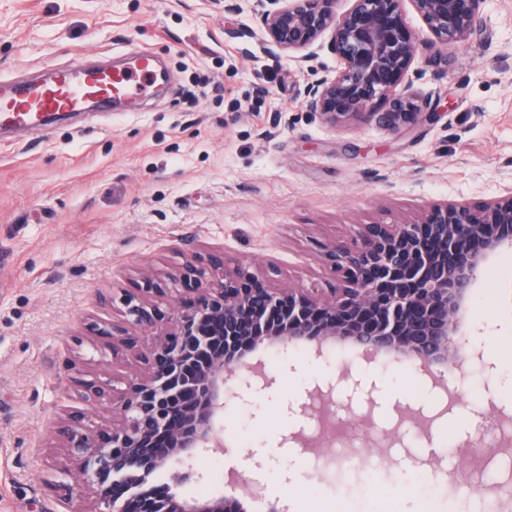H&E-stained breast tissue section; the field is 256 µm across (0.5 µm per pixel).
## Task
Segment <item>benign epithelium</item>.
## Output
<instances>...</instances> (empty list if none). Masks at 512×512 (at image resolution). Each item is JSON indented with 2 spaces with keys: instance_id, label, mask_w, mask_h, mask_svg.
Returning <instances> with one entry per match:
<instances>
[{
  "instance_id": "1",
  "label": "benign epithelium",
  "mask_w": 512,
  "mask_h": 512,
  "mask_svg": "<svg viewBox=\"0 0 512 512\" xmlns=\"http://www.w3.org/2000/svg\"><path fill=\"white\" fill-rule=\"evenodd\" d=\"M255 0L253 13L267 45L300 59L323 36L342 68L332 79L304 89L310 112L336 124L373 122L393 134L418 124L431 102L403 83L417 43L402 0ZM434 38L448 47L481 27L483 0H410ZM512 250V195L491 201L432 205L409 224H365L348 243L333 241L319 260L336 276L320 295L276 288L222 249L188 253L182 267L148 279L122 296V319L83 323L89 336L107 340L112 354L146 362L125 387L75 379L84 397L108 407L110 418L93 427L80 409H68L52 426L69 464L91 495L84 512H252L263 500L253 487L239 497H189L190 473L180 466L211 448L224 447V409L250 406L275 395V377L253 362L258 351L316 345V357L346 345L350 358L337 375L305 389L308 399L371 395L375 383L355 362L371 355L420 363L445 374L462 361L483 362L467 331L470 301L491 259ZM178 296L168 312L161 298ZM154 336L147 352L137 334ZM492 444L474 431L465 447L483 454Z\"/></svg>"
}]
</instances>
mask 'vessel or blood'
Instances as JSON below:
<instances>
[{
	"instance_id": "1",
	"label": "vessel or blood",
	"mask_w": 512,
	"mask_h": 512,
	"mask_svg": "<svg viewBox=\"0 0 512 512\" xmlns=\"http://www.w3.org/2000/svg\"><path fill=\"white\" fill-rule=\"evenodd\" d=\"M136 61L132 71L116 74L85 70L81 59L76 58L50 83L8 87L0 94L6 101L0 107V124L37 126L47 116L79 110L90 100L105 105L112 99L143 91L157 79L154 60L150 54L142 53Z\"/></svg>"
}]
</instances>
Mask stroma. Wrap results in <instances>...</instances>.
<instances>
[{
  "label": "stroma",
  "instance_id": "obj_1",
  "mask_svg": "<svg viewBox=\"0 0 512 512\" xmlns=\"http://www.w3.org/2000/svg\"><path fill=\"white\" fill-rule=\"evenodd\" d=\"M254 0H0V83L38 80L74 56L122 64L154 52L170 82L123 112L77 113L41 132L0 136V512H84L51 484L48 459L65 456L50 427L79 408L106 410L71 377L126 382L139 367L80 332L87 315L151 272L181 267L193 250L221 248L274 286L334 287L320 246L364 224L417 220L441 202L493 200L512 190V0H483V28L440 49L410 0L403 9L418 51L407 78L434 104L410 132L375 123L333 126L301 93L340 62L318 40L311 56L269 50ZM512 252L500 254L470 303L477 351L497 366L486 380L465 363L446 382L394 362L359 363L372 400L286 415L343 351L307 354L276 377L259 417L229 406L224 446L187 468L185 493L227 489L244 474L286 512H512ZM345 420L320 438L330 414ZM498 424L480 463L465 442L480 417ZM382 488L367 500L368 483Z\"/></svg>",
  "mask_w": 512,
  "mask_h": 512
}]
</instances>
